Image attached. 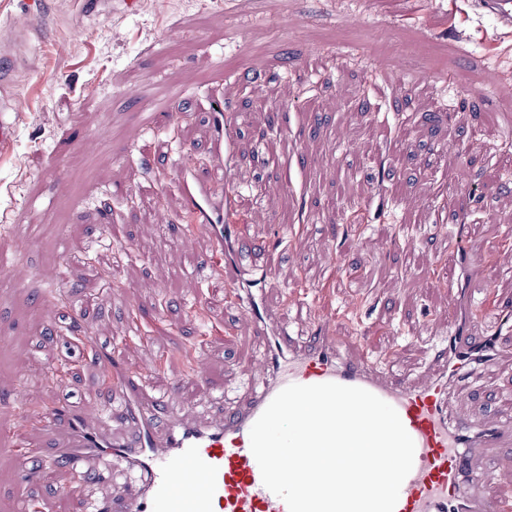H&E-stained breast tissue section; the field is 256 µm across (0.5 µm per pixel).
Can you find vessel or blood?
Here are the masks:
<instances>
[{
	"mask_svg": "<svg viewBox=\"0 0 512 512\" xmlns=\"http://www.w3.org/2000/svg\"><path fill=\"white\" fill-rule=\"evenodd\" d=\"M42 6L13 23V36L25 45L41 29ZM17 56L0 55V149L10 145L14 126L10 108L12 71ZM209 186L189 195L187 213L212 236L217 252L239 276L232 286L241 318L262 339L264 379L237 394L215 398L223 417L203 420L179 415L178 398L185 379L153 390L141 368L118 361L95 337L87 342L110 365L103 419L127 427L115 436L79 406L59 401L22 416L15 431L23 443L30 427L56 437L57 465L86 479L123 481L129 493L120 507L94 501L91 512H288L286 503L268 490L250 448V429L273 398L292 384L333 382L360 387L392 405L415 444L414 463L404 480L395 512H512V497L491 495L492 479L511 488L512 477H496L489 464L496 449L512 447V417L470 421L454 413L469 388L486 380L491 368L512 362V344L501 331L505 318L485 324L488 303L474 264V241L448 242V290L458 306L448 315V331L427 378L412 377L395 349L370 358L340 324L315 321L310 332L292 330L277 308L265 304L253 288L257 272L241 224H228L224 213L236 210L238 198L211 201Z\"/></svg>",
	"mask_w": 512,
	"mask_h": 512,
	"instance_id": "obj_1",
	"label": "vessel or blood"
}]
</instances>
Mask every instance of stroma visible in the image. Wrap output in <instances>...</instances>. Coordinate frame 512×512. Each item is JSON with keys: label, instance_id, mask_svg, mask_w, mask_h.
<instances>
[{"label": "stroma", "instance_id": "35a3bbf8", "mask_svg": "<svg viewBox=\"0 0 512 512\" xmlns=\"http://www.w3.org/2000/svg\"><path fill=\"white\" fill-rule=\"evenodd\" d=\"M44 15L46 33L13 69L14 135L0 150V261L23 270L0 283V512L21 498L87 512L89 500L125 495L118 482L71 483L50 450L31 461L9 445L22 412L63 399L100 409L105 365L71 345L73 312L151 387L198 375L184 409L261 379L235 273L215 260L209 233L184 222L186 175L210 181L216 159L227 172L215 194L248 192L264 175L261 205L238 219L288 325L335 318L425 375L455 298L424 282L469 222L464 210L435 221L449 170L479 186L493 311L512 316V166L494 182L482 175L501 147L488 115L512 116V28L476 0H140L133 11L112 0L98 14L47 0ZM150 83L181 99L148 130L150 102L135 94ZM348 208L362 224L343 220ZM114 222L129 238L111 237ZM111 267L121 276L110 284ZM50 293L51 317L38 306ZM458 410L512 415V367Z\"/></svg>", "mask_w": 512, "mask_h": 512}]
</instances>
